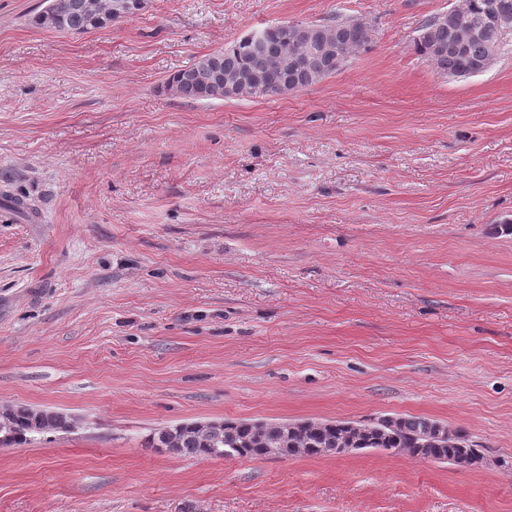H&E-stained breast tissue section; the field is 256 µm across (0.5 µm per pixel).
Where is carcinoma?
<instances>
[{
  "label": "carcinoma",
  "mask_w": 512,
  "mask_h": 512,
  "mask_svg": "<svg viewBox=\"0 0 512 512\" xmlns=\"http://www.w3.org/2000/svg\"><path fill=\"white\" fill-rule=\"evenodd\" d=\"M142 5L143 0H43L34 22L57 32L85 33L131 15ZM491 6L512 19V0H461L451 17L437 14L421 24L415 51L444 75L463 78L486 72L490 56L502 54L508 46L499 26L482 21ZM472 28L477 29L475 38L467 37ZM270 35L271 51L258 52L237 40L174 73L167 83L169 90L196 101L276 96L320 82L371 42L370 30L342 17L323 25L288 21L276 25ZM7 415L8 424L0 434L9 433V444L15 446L28 445L70 420L64 413L27 406L9 408ZM258 426L257 421L228 420L204 438L199 423L187 422L174 437L167 428L156 432L149 447L189 458H222L227 451L232 457L256 459L262 457L264 448L255 438ZM266 430L268 439L283 442L290 455L299 451L321 455L340 447L347 435L354 433L363 439V447L390 454L406 450L416 456L424 447L438 462L474 468L484 463V456L461 432L421 416H382L369 423L332 421L320 425L296 421L286 437L277 423L268 421Z\"/></svg>",
  "instance_id": "1"
}]
</instances>
